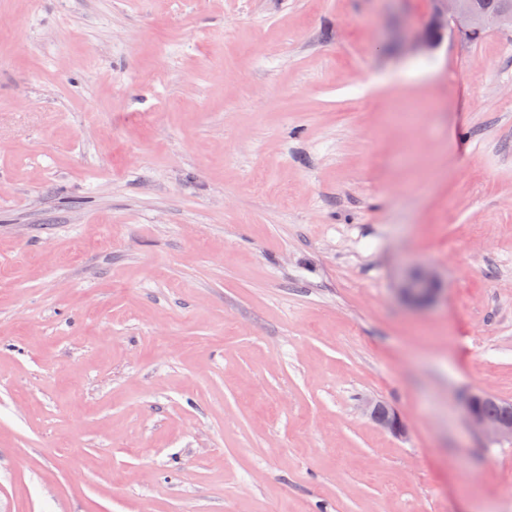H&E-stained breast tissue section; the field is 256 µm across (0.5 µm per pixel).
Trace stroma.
Listing matches in <instances>:
<instances>
[{"instance_id":"stroma-1","label":"stroma","mask_w":512,"mask_h":512,"mask_svg":"<svg viewBox=\"0 0 512 512\" xmlns=\"http://www.w3.org/2000/svg\"><path fill=\"white\" fill-rule=\"evenodd\" d=\"M429 7L0 0V512H512V34ZM476 0H431L425 20L409 32L407 44L414 52H426L439 45L447 32L472 39L496 28L512 33V11L485 14ZM399 290L407 301L427 305L435 299L440 288L435 274L423 269L410 273ZM489 402L497 405L499 413L491 416L484 412L483 406ZM485 411L497 412L495 405L487 404ZM465 413L470 425L479 433L493 441L510 440L512 442V403L501 400L486 392H475L465 401ZM363 413L377 427L394 436L402 437L407 432L400 415L381 400H366L363 404Z\"/></svg>"}]
</instances>
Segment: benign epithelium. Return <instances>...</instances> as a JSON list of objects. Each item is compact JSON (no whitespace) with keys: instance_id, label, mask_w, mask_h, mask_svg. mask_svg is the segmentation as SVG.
I'll list each match as a JSON object with an SVG mask.
<instances>
[{"instance_id":"benign-epithelium-1","label":"benign epithelium","mask_w":512,"mask_h":512,"mask_svg":"<svg viewBox=\"0 0 512 512\" xmlns=\"http://www.w3.org/2000/svg\"><path fill=\"white\" fill-rule=\"evenodd\" d=\"M496 28L512 33V11L485 14L477 0H430V12L425 20L410 30L407 44L414 52H426L439 45L445 34L454 32L472 39L486 30ZM439 292L435 274L427 270L410 273L401 285L400 293L416 305L431 303ZM497 405L499 413L491 416L483 406ZM365 416L380 429L397 437L407 428L400 415L383 401L368 399L363 404ZM465 413L470 425L493 441H512V403L486 392H475L465 401Z\"/></svg>"}]
</instances>
